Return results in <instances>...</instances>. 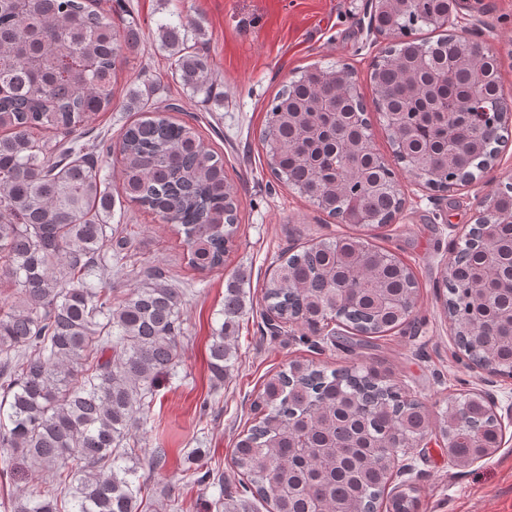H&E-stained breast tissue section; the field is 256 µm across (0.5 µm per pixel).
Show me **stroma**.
<instances>
[{
    "mask_svg": "<svg viewBox=\"0 0 512 512\" xmlns=\"http://www.w3.org/2000/svg\"><path fill=\"white\" fill-rule=\"evenodd\" d=\"M98 6L133 20L140 43L118 66L112 105L91 116L90 134L118 138L138 117L128 108L134 92H142L149 105L175 104L174 119L195 124L204 142L223 156L238 201V234L223 267L202 272L189 265L186 247L170 225L125 197L120 156L103 161L113 200L104 251L124 255L122 268L105 275V287L120 299L147 271L157 270L184 291L181 362L157 390L147 422L136 433L143 455L166 453L149 483L147 512H216L213 501L222 490L248 501L253 512H267L236 467L233 449L259 417L255 404L264 380L293 361L372 370L434 414L449 400L493 393L503 419L495 454L459 467L446 439L432 434L392 468L380 512H392V495L408 489L417 498V512H512V377L469 363L455 344L444 306L448 257L463 245L480 201L512 181V148L480 182L442 194L397 163L383 118L372 106V64L389 44L371 26L375 0H99ZM175 11L182 14L189 44L208 60L210 95L192 94L171 73L158 25ZM466 13L481 20L473 37L501 56V85L512 92V0H469ZM314 65L349 67L368 107L374 150L394 171L403 198L393 223L369 230L338 223L273 175L261 139L266 114L282 87ZM347 235L365 238L411 270L418 289L408 323L372 337L334 322L318 330L299 322L270 329L264 293L280 258ZM235 272L245 280V308L231 329L237 359L217 384L208 366L210 336ZM187 469L210 474L224 486L203 491L186 485Z\"/></svg>",
    "mask_w": 512,
    "mask_h": 512,
    "instance_id": "1",
    "label": "stroma"
}]
</instances>
